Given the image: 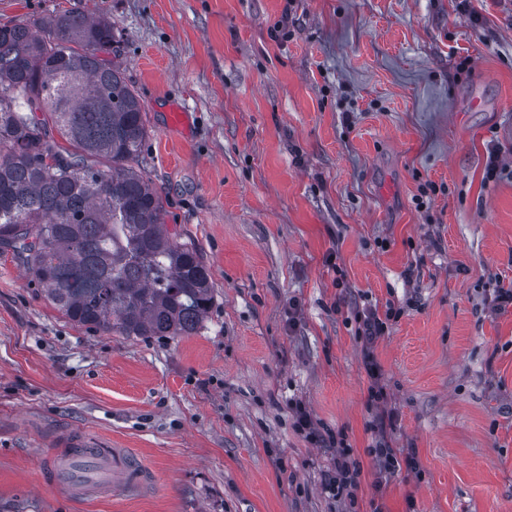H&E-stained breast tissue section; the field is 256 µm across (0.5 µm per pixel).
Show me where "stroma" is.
I'll use <instances>...</instances> for the list:
<instances>
[{"label": "stroma", "mask_w": 512, "mask_h": 512, "mask_svg": "<svg viewBox=\"0 0 512 512\" xmlns=\"http://www.w3.org/2000/svg\"><path fill=\"white\" fill-rule=\"evenodd\" d=\"M62 11L111 21L136 168L214 300L194 335L118 336L0 253V512H345L329 434L362 466L357 512H512V307L488 305L512 284V0H0V24ZM367 300L405 305L375 353L421 468L379 489ZM67 433L128 449L148 487L42 485ZM288 404L293 412V423L296 430L311 442L320 440L321 435H319L312 414L306 405L295 399H290Z\"/></svg>", "instance_id": "obj_1"}]
</instances>
